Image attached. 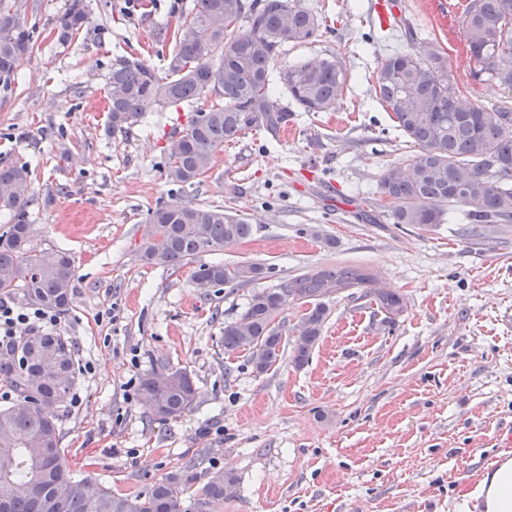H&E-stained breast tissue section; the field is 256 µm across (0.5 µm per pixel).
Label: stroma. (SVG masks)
I'll list each match as a JSON object with an SVG mask.
<instances>
[{
    "instance_id": "stroma-1",
    "label": "stroma",
    "mask_w": 512,
    "mask_h": 512,
    "mask_svg": "<svg viewBox=\"0 0 512 512\" xmlns=\"http://www.w3.org/2000/svg\"><path fill=\"white\" fill-rule=\"evenodd\" d=\"M38 41L9 90H0V161L27 163L38 198V246L64 249L74 296L57 334L77 351L75 383L58 405L67 459L78 477L136 495L192 468L199 479L234 472L218 512H460L494 463L512 460V223L474 224L450 209L434 231L361 216L384 171L413 149L375 94L379 64L407 48L380 27L374 0H303L319 15L314 42L286 46L285 64L339 54L350 79L331 112L303 111L279 90L292 138L249 130L226 143L199 185L165 177L166 148L193 113L145 105L140 123L107 132L108 74L136 53L165 72L175 51L156 36L189 0H82L88 21L64 43L53 28L72 0H13ZM406 24L448 57L460 98L512 106V92L474 80L462 10L405 0ZM234 208L250 239L214 253L273 267L264 286L314 267L355 265L405 294L384 323L375 305L343 295L310 360L283 357L254 372L226 355L225 321L250 288H199L193 265L142 262L148 213L172 196ZM191 374L196 405L177 421H150L140 378L159 361Z\"/></svg>"
}]
</instances>
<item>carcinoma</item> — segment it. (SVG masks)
<instances>
[{
    "label": "carcinoma",
    "mask_w": 512,
    "mask_h": 512,
    "mask_svg": "<svg viewBox=\"0 0 512 512\" xmlns=\"http://www.w3.org/2000/svg\"><path fill=\"white\" fill-rule=\"evenodd\" d=\"M87 21L82 0H73L59 18L57 41L65 42ZM463 34L476 80L488 78L512 91V0H469ZM316 15L302 0H190L176 30L175 52L161 76L144 59L112 60L108 77V129L126 131L142 117L141 105L193 104L214 97L218 103L196 110L169 146L166 178L193 185L214 164L217 151L253 129L275 131L287 124L288 111L274 100L277 84L305 112H326L342 94L348 71L332 54L318 62L281 66L288 45H304L317 35ZM35 29L20 19L9 0H0V87L15 80L20 60L30 53ZM377 96L397 130L418 146L405 167L381 176L380 197L389 201L395 224L430 231L444 220L447 207H460L476 223L512 222V107L487 109L463 103L448 58L435 49L400 50L381 63ZM34 191L28 164L0 163V297L58 314L73 296L72 256L34 243L29 206ZM150 230L139 245L146 264L176 269L249 238L253 225L230 207L175 198L149 213ZM272 268L256 263L202 262L196 285L234 291L270 277ZM374 301L393 324L408 308L406 297L379 287L371 272L353 266L310 269L272 287L253 291L245 311L224 321L226 354H245L262 374L291 348L297 368L309 362L330 315L326 301L345 291ZM302 307L294 339L281 314ZM66 351V375L43 377L45 350ZM18 365L3 369L14 398L0 406V512H208L235 495L238 478L215 471L202 484L191 468L155 482L143 495L93 490L73 472L61 447L57 403L76 376L74 346L61 336L22 337L15 348ZM139 398L155 422L176 421L193 410L196 388L189 372L166 362L144 374Z\"/></svg>",
    "instance_id": "1"
}]
</instances>
